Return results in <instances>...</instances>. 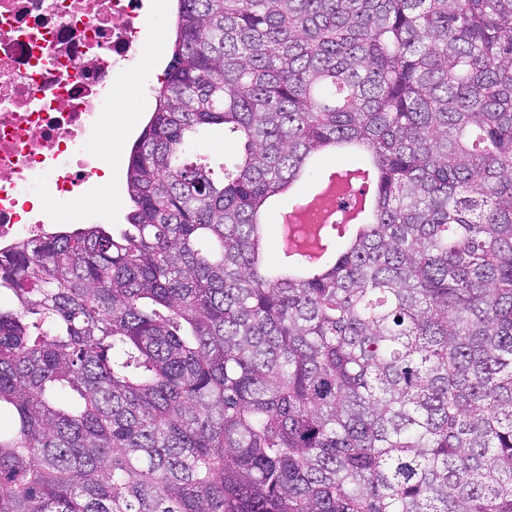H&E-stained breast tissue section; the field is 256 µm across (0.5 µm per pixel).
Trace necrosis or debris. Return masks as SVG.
Wrapping results in <instances>:
<instances>
[{
    "instance_id": "necrosis-or-debris-1",
    "label": "necrosis or debris",
    "mask_w": 512,
    "mask_h": 512,
    "mask_svg": "<svg viewBox=\"0 0 512 512\" xmlns=\"http://www.w3.org/2000/svg\"><path fill=\"white\" fill-rule=\"evenodd\" d=\"M144 0H0V246L77 203L136 115L122 95L149 46Z\"/></svg>"
}]
</instances>
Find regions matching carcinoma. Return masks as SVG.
I'll use <instances>...</instances> for the list:
<instances>
[{"mask_svg": "<svg viewBox=\"0 0 512 512\" xmlns=\"http://www.w3.org/2000/svg\"><path fill=\"white\" fill-rule=\"evenodd\" d=\"M174 28L128 228L0 250V512H512V0ZM324 151L375 207L274 261L262 211ZM195 137L203 145L204 152L208 155L211 166L216 172L219 171L218 167L224 162V153L226 156H232L240 147L233 140H224V133L222 131H203Z\"/></svg>", "mask_w": 512, "mask_h": 512, "instance_id": "carcinoma-1", "label": "carcinoma"}]
</instances>
